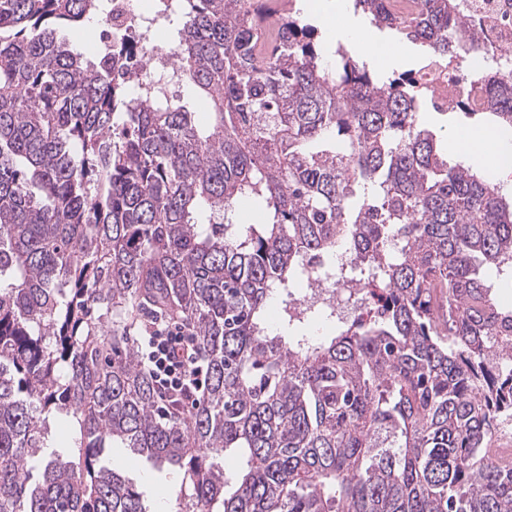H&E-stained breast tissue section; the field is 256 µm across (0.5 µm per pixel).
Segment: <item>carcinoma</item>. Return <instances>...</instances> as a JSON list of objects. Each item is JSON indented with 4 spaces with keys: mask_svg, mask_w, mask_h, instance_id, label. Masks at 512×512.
I'll use <instances>...</instances> for the list:
<instances>
[{
    "mask_svg": "<svg viewBox=\"0 0 512 512\" xmlns=\"http://www.w3.org/2000/svg\"><path fill=\"white\" fill-rule=\"evenodd\" d=\"M280 2L187 0L171 51L208 99L198 125L149 89L131 99L124 53L71 46L101 0H0V512H147L105 461L117 444L179 474L183 512H512V463L488 451L512 415L494 293L512 202L439 157L415 81L344 44L327 64ZM349 2L432 56L467 29L459 0H419L407 24ZM486 113L512 129L511 83ZM321 276L378 300L312 338L336 308L292 287ZM154 312L206 359L183 414L139 359ZM53 417L77 424V459Z\"/></svg>",
    "mask_w": 512,
    "mask_h": 512,
    "instance_id": "cac0c4a2",
    "label": "carcinoma"
}]
</instances>
